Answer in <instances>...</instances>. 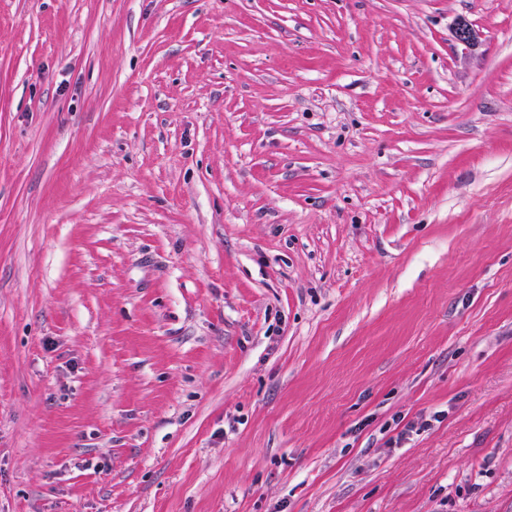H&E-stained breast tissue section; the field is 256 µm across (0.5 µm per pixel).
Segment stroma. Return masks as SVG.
<instances>
[{
  "label": "stroma",
  "mask_w": 512,
  "mask_h": 512,
  "mask_svg": "<svg viewBox=\"0 0 512 512\" xmlns=\"http://www.w3.org/2000/svg\"><path fill=\"white\" fill-rule=\"evenodd\" d=\"M0 512H512V0H0Z\"/></svg>",
  "instance_id": "stroma-1"
}]
</instances>
